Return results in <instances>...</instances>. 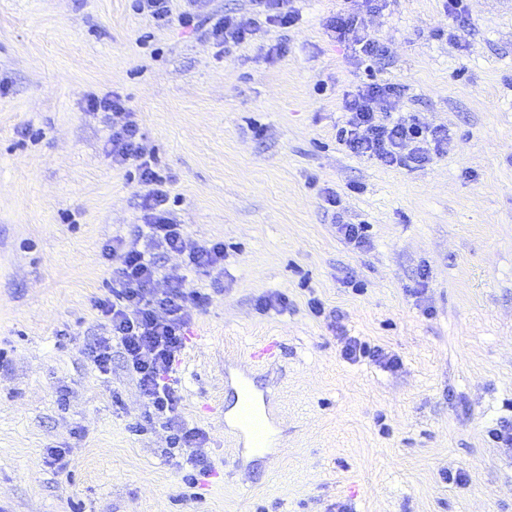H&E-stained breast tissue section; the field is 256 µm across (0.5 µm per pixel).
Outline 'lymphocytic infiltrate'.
<instances>
[{
	"instance_id": "obj_1",
	"label": "lymphocytic infiltrate",
	"mask_w": 512,
	"mask_h": 512,
	"mask_svg": "<svg viewBox=\"0 0 512 512\" xmlns=\"http://www.w3.org/2000/svg\"><path fill=\"white\" fill-rule=\"evenodd\" d=\"M249 12H228L205 19L191 10L172 14L169 0H139L160 25L177 23L199 29L209 26L216 44L238 45L263 28L287 29L297 25L299 16L290 0H250ZM386 0H361L360 6L338 11L326 23L336 42L351 46L358 59L376 63L386 50L371 35L363 12H383ZM404 87L392 82L357 85L344 94L342 110L346 114L336 138L352 156L375 161L385 167L417 170L433 163L448 151L450 132L444 126L426 125L413 115L397 113V99ZM93 110L112 115L111 149L113 162L134 167L145 188L141 199V222L135 230L137 240H145V249L135 244L116 242L106 245V256H118L120 265L107 296L98 299L95 308L109 328L107 336L97 338L89 349L96 368L109 372L113 349H120L136 377L140 392L158 413L167 415L173 427V447H189L187 463L200 476H208L212 466L201 445L205 434L188 426L179 415V397L169 377L186 346L190 311L208 304V294L189 291L179 275L159 272L155 250L182 255L186 269L213 267L224 260V245L215 242L199 245L190 241L182 225L176 224L169 206L170 195L164 178L155 169L150 151L139 136L131 112L120 100L95 98Z\"/></svg>"
}]
</instances>
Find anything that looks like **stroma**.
<instances>
[{
  "mask_svg": "<svg viewBox=\"0 0 512 512\" xmlns=\"http://www.w3.org/2000/svg\"><path fill=\"white\" fill-rule=\"evenodd\" d=\"M344 5L296 0L297 25L223 49L133 0H0V512H512V447L490 435L512 422V0H467L464 51L442 0H389L367 18L387 49L371 69L325 29ZM370 80L408 85L398 111L450 128L447 156L349 155L342 98ZM112 96L177 222L224 244L205 272L160 260L211 296L175 372L213 466L195 488L121 354L106 374L88 357L118 266L103 248L132 239L143 192L89 108ZM326 188L366 246L337 233ZM277 292L287 311H262ZM344 336L398 367L344 360ZM271 342L254 384L275 390L279 441L258 457L225 435L224 363Z\"/></svg>",
  "mask_w": 512,
  "mask_h": 512,
  "instance_id": "stroma-1",
  "label": "stroma"
}]
</instances>
